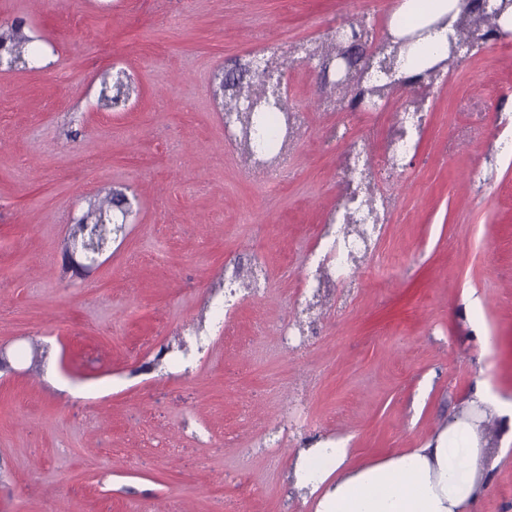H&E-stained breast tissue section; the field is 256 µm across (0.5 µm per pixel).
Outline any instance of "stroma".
Wrapping results in <instances>:
<instances>
[{"label": "stroma", "mask_w": 512, "mask_h": 512, "mask_svg": "<svg viewBox=\"0 0 512 512\" xmlns=\"http://www.w3.org/2000/svg\"><path fill=\"white\" fill-rule=\"evenodd\" d=\"M400 2L0 0V31L23 23L76 73L0 69V512H310L267 445L292 391L356 462L420 446L477 387L512 399V36L437 75L371 276L286 348L338 192L320 137L345 118L317 110L332 84L295 50L343 19L382 36ZM264 48L307 115L267 177L225 146L215 93L250 85ZM114 189L136 213L75 275L70 222ZM255 250L270 286L225 316L224 274ZM502 453L478 512H512Z\"/></svg>", "instance_id": "stroma-1"}]
</instances>
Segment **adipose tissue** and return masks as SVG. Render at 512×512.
Instances as JSON below:
<instances>
[{
	"label": "adipose tissue",
	"instance_id": "ef3b65f1",
	"mask_svg": "<svg viewBox=\"0 0 512 512\" xmlns=\"http://www.w3.org/2000/svg\"><path fill=\"white\" fill-rule=\"evenodd\" d=\"M421 24L428 32L401 50L399 74L420 73L443 62L448 36L461 17V0H426ZM512 439V403L476 389L452 420L421 447L349 463L344 439L298 449L291 476L313 512H474L500 454L489 422Z\"/></svg>",
	"mask_w": 512,
	"mask_h": 512
}]
</instances>
